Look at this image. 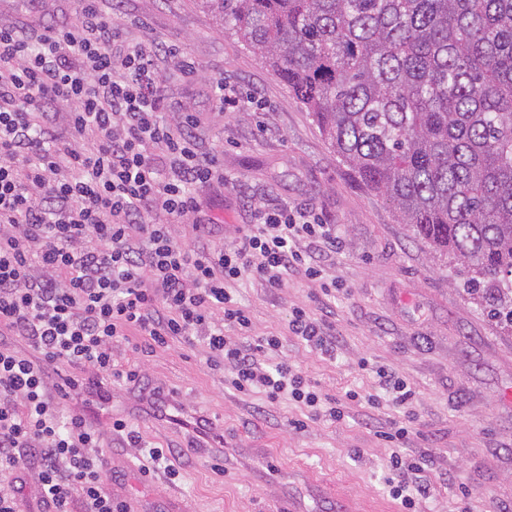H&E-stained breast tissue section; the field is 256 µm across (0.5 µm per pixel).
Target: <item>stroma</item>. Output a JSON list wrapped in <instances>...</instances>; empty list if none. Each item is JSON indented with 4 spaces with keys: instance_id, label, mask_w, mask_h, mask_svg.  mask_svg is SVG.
<instances>
[{
    "instance_id": "1",
    "label": "stroma",
    "mask_w": 512,
    "mask_h": 512,
    "mask_svg": "<svg viewBox=\"0 0 512 512\" xmlns=\"http://www.w3.org/2000/svg\"><path fill=\"white\" fill-rule=\"evenodd\" d=\"M74 7V0H0V24L22 22L39 32ZM102 9L124 39L148 35L176 49L175 59L161 63L164 110L194 113L201 144L222 154L225 183L201 194L206 214L221 227L213 244L231 243L258 201L314 213L338 228L342 249L319 258L325 279L339 285L334 296H323L320 282L300 271L279 289L251 278L235 283L256 334L282 336L283 354L329 396L376 393L372 373L358 367L364 358L415 389L416 431L403 451L430 457L425 512H512V327L473 299L453 263L412 238L393 206L339 163L287 85L193 0H103ZM218 78L237 87L243 111L216 105ZM297 306L334 328L335 359L289 336ZM118 355L142 370L146 388H163L188 420L208 419L230 459L216 470L213 448L200 447L188 422L131 413L141 399L137 390L116 386L109 401L84 402L93 423L106 425L111 413L130 416L144 445L181 453L179 476L161 469L145 476L137 449L104 433L105 486L135 512H273L288 498L301 501L304 512H336L343 499L354 501L357 512H397L383 483L389 451L376 430L401 410L355 404L345 422L331 424L306 420L298 404L284 399L263 418L256 412L262 396L225 387L223 368L207 364L202 345L156 353L125 347ZM297 419L306 420L305 429L294 428Z\"/></svg>"
}]
</instances>
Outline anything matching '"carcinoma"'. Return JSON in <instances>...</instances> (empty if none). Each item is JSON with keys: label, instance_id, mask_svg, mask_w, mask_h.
I'll return each mask as SVG.
<instances>
[{"label": "carcinoma", "instance_id": "obj_1", "mask_svg": "<svg viewBox=\"0 0 512 512\" xmlns=\"http://www.w3.org/2000/svg\"><path fill=\"white\" fill-rule=\"evenodd\" d=\"M512 323V0H197Z\"/></svg>", "mask_w": 512, "mask_h": 512}]
</instances>
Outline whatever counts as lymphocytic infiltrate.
Returning <instances> with one entry per match:
<instances>
[{
    "mask_svg": "<svg viewBox=\"0 0 512 512\" xmlns=\"http://www.w3.org/2000/svg\"><path fill=\"white\" fill-rule=\"evenodd\" d=\"M76 4L71 20L38 34L0 26V512H22L28 478L40 512H131L105 489L107 431L142 448L151 465L174 458L173 449L142 447L128 418L103 430L51 394L63 364L79 370L67 382L74 395L140 388L139 369L115 353L136 336L153 351L201 343L226 385L262 394L269 408L291 399L306 420L343 421L360 400L404 410L377 432L391 449L384 484L399 512H421L431 495L420 478L427 460L400 451L414 431L406 410L415 390L364 361L377 394H322L281 356L279 337L254 335L231 292L246 277L275 289L300 270L321 279L312 252L339 247L335 225L260 203L233 246L203 245L198 190L224 172L216 153L201 151L193 113L162 115L160 61L174 49L121 42L99 0ZM186 218L195 235L177 239L170 225ZM288 331L335 356V336L304 308L292 309ZM15 337L27 352L13 348Z\"/></svg>",
    "mask_w": 512,
    "mask_h": 512,
    "instance_id": "f902f5d3",
    "label": "lymphocytic infiltrate"
}]
</instances>
